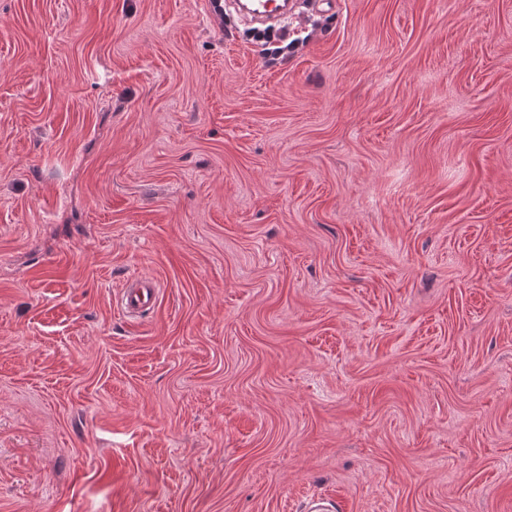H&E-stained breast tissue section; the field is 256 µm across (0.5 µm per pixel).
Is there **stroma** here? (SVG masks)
<instances>
[{"mask_svg":"<svg viewBox=\"0 0 512 512\" xmlns=\"http://www.w3.org/2000/svg\"><path fill=\"white\" fill-rule=\"evenodd\" d=\"M296 27L0 0V512H512V0ZM158 288L155 282L145 277H132L117 298L118 307L127 315L148 309L156 300Z\"/></svg>","mask_w":512,"mask_h":512,"instance_id":"35a3bbf8","label":"stroma"}]
</instances>
